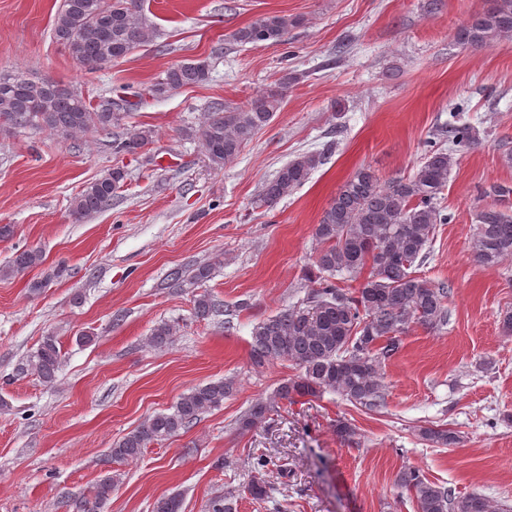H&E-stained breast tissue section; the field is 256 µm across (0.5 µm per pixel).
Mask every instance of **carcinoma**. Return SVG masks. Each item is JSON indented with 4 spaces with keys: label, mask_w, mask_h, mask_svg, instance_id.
Masks as SVG:
<instances>
[{
    "label": "carcinoma",
    "mask_w": 512,
    "mask_h": 512,
    "mask_svg": "<svg viewBox=\"0 0 512 512\" xmlns=\"http://www.w3.org/2000/svg\"><path fill=\"white\" fill-rule=\"evenodd\" d=\"M304 20L287 15L262 17L236 30L231 38L245 45L281 42ZM54 40L68 50L88 73L101 69V62H117L157 35L144 13L142 0H62L53 26ZM512 37V0H490L458 27L455 40L472 49L487 47ZM212 58L190 59L169 67L143 91L161 98L183 87L206 82ZM296 76L284 73L276 82L242 104L216 103L207 113L199 135L213 170L232 164L256 135L280 110L284 92ZM97 102L84 97L73 84L46 83L22 71L0 74V120L12 129L48 130L63 137L89 131L112 134L134 109L128 99ZM454 147L431 148L414 172L406 177L381 180L370 166L359 167L331 198L313 236L317 242L310 286L305 298L254 325L250 359L262 367L270 361L291 365L298 374L282 381L274 394L260 397L238 417L237 431L245 435L266 423L278 403L297 397L320 398L337 394L342 399L374 410L385 401L383 365L401 348V336L412 325L437 330L448 322V289L415 275V265L427 258L437 225L448 224L440 194L457 165L455 148L479 144L480 131L470 125L452 129ZM152 132L135 130L114 136L118 153L138 154L148 150ZM326 161L323 151H306L285 163L262 186L256 203L268 209L303 186ZM126 172L117 166L88 183L70 202L69 217L81 223L97 213L123 187ZM477 224L470 251L482 266L494 268L512 259V211L486 204L476 214ZM44 261L42 251L28 248L16 252L0 275L33 269ZM210 264L196 266L187 274L176 268L172 282L201 283L212 275ZM360 280L353 290L336 285V277ZM222 304L204 291L193 298V316L206 320L221 312ZM176 328L160 322L151 330L148 343L163 348L172 341ZM62 365L58 337H42L37 348L23 357L13 376L35 375L53 382ZM234 381H211L181 394L168 412L150 416L109 450V460L124 464L138 459L154 442L166 441L190 427L201 414L220 407L231 396ZM421 440L438 448L460 443L458 433L443 426L418 429ZM267 460L259 456L252 464L247 491L254 500L269 497L264 477ZM114 476L107 474L92 487L83 501V512H104ZM395 486L415 499L418 512H502L503 506L480 494L454 496L411 466H403ZM178 494L164 495L153 512H181Z\"/></svg>",
    "instance_id": "1"
}]
</instances>
